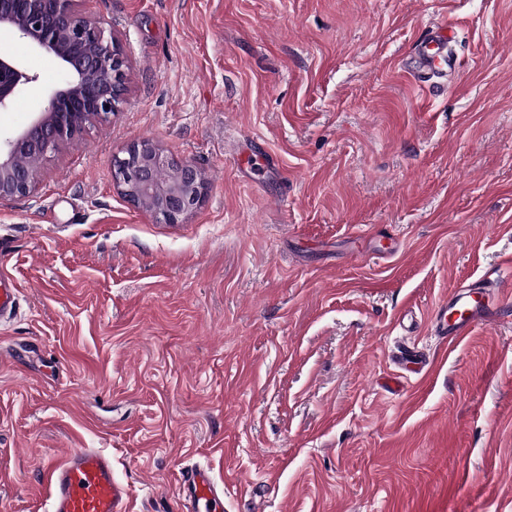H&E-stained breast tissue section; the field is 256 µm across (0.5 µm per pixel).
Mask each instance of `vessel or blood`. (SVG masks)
Returning a JSON list of instances; mask_svg holds the SVG:
<instances>
[{
    "label": "vessel or blood",
    "mask_w": 512,
    "mask_h": 512,
    "mask_svg": "<svg viewBox=\"0 0 512 512\" xmlns=\"http://www.w3.org/2000/svg\"><path fill=\"white\" fill-rule=\"evenodd\" d=\"M453 33L447 27L432 28L414 48L411 73L421 81L445 78L454 71L455 62L449 46ZM18 288L9 277L0 275V320L18 310ZM504 300L479 279L456 287L446 300L437 304L431 315V329L446 344L470 336L480 325L496 323ZM48 512H129L128 492L114 477L110 454L81 448L62 462L46 470ZM184 512H224V486L210 469L194 467L182 471L179 481Z\"/></svg>",
    "instance_id": "1"
}]
</instances>
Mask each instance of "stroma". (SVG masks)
I'll return each mask as SVG.
<instances>
[{
    "instance_id": "stroma-1",
    "label": "stroma",
    "mask_w": 512,
    "mask_h": 512,
    "mask_svg": "<svg viewBox=\"0 0 512 512\" xmlns=\"http://www.w3.org/2000/svg\"><path fill=\"white\" fill-rule=\"evenodd\" d=\"M74 7L128 90L0 200V512H47L44 469L77 448L111 454L132 512H180L191 465L224 512H512V317L449 347L428 327L462 281L512 296V0ZM432 25L459 61L439 89L403 68ZM0 51L38 76L7 136L61 73L11 33ZM142 140L202 171L182 223L113 180ZM9 277L0 275V321L14 316L18 310V294Z\"/></svg>"
}]
</instances>
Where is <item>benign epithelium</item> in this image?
<instances>
[{
  "label": "benign epithelium",
  "instance_id": "1",
  "mask_svg": "<svg viewBox=\"0 0 512 512\" xmlns=\"http://www.w3.org/2000/svg\"><path fill=\"white\" fill-rule=\"evenodd\" d=\"M75 0H0V29L49 54L64 73L40 113L22 132L0 141V198H19L35 188L38 170L19 163L23 155L48 154L120 110L127 91V59L101 23L73 8ZM38 76L0 52V112L10 108ZM113 179L122 194L159 222L179 224L204 201L205 181L188 162H170L149 141L129 145L113 159ZM171 174L160 182L159 174Z\"/></svg>",
  "mask_w": 512,
  "mask_h": 512
}]
</instances>
